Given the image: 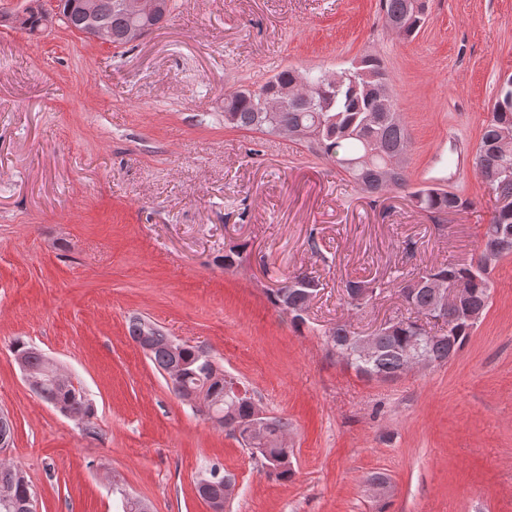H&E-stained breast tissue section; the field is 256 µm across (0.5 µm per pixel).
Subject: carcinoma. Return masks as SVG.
<instances>
[{
	"label": "carcinoma",
	"instance_id": "obj_1",
	"mask_svg": "<svg viewBox=\"0 0 512 512\" xmlns=\"http://www.w3.org/2000/svg\"><path fill=\"white\" fill-rule=\"evenodd\" d=\"M420 9L410 11V0H381L384 22L392 19L404 21L400 36L415 37L427 20V0H419ZM60 20L69 21L75 28L83 27L82 0H57ZM98 13L101 23L112 29V43L116 47L128 45L125 34L131 19L123 11L119 0H98ZM363 68L380 81H388L386 68L379 57L366 54L361 57ZM299 71L283 69L255 90L236 89L224 94V124L243 130L273 134V128L263 123V96L276 87L291 85ZM307 79L306 93L311 103L293 104L279 114L278 124L287 128L303 127L311 130L312 138L307 146L321 153L341 166L342 171L363 191L379 195L385 191H408L414 205L434 217L456 212L466 206V201L453 191L445 188L425 187L411 189L406 170H401L386 182L378 177V166L383 159L403 149L409 148V137L395 102L383 108L375 98L366 92L357 78L346 77L336 85L323 81L321 70L304 71ZM501 124L512 125V78L501 87L495 103L492 119L483 128L476 155V166L485 182L495 194L493 216L486 225L484 236L497 237L509 241L501 256L512 255V153L502 154L494 145L495 128ZM374 150L377 156L372 165L349 168L342 165L344 160H354ZM488 267L483 255L473 258L468 265L449 263L418 274V279L445 280L468 293L470 307L444 321L445 336L434 340L420 331L416 320H401L392 326L382 337L380 349L374 360L365 364L358 358L343 360V364L363 376L369 370L392 381L405 374L403 370V350L417 344L440 364L448 363V354L458 351L470 335L474 325L468 322V315L476 310H487L491 299V285L487 277ZM399 292L405 302L420 313H426L432 305V293L428 288H416L407 292L402 286ZM271 304L283 313H289L285 302L295 308H303L307 295L300 288H271L268 290ZM130 338L143 349L149 351V358L159 371H166L171 362L167 347V336L155 325L134 318L129 322ZM13 355L21 356L35 368L40 366V356L36 348L18 342L13 347ZM186 382L194 386L198 382L208 384V391L217 398L225 399L228 382L224 375L208 376L212 364L200 358L197 348L185 347L181 353ZM55 398L69 409L76 410L92 424L94 416L91 404L84 395L67 385L61 388L48 386ZM242 447L250 457L259 461L269 475L282 482L289 481L292 468L293 449L288 444H272L258 452L244 442ZM11 485L16 497L21 499L32 490L31 484L22 470L9 461L0 460V487Z\"/></svg>",
	"mask_w": 512,
	"mask_h": 512
}]
</instances>
